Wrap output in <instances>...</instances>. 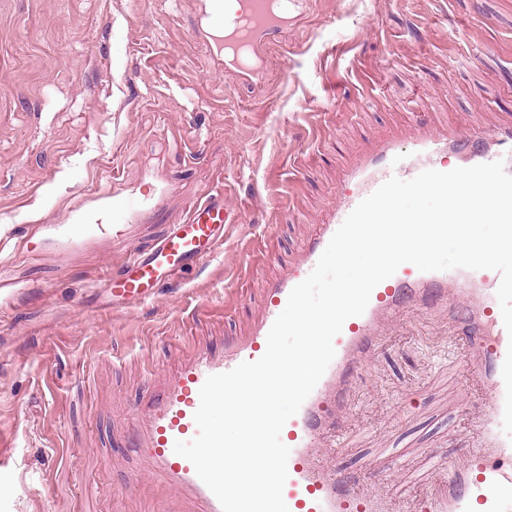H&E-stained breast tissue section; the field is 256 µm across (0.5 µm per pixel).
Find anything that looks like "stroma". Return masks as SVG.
Wrapping results in <instances>:
<instances>
[{
	"label": "stroma",
	"mask_w": 512,
	"mask_h": 512,
	"mask_svg": "<svg viewBox=\"0 0 512 512\" xmlns=\"http://www.w3.org/2000/svg\"><path fill=\"white\" fill-rule=\"evenodd\" d=\"M203 0H0V512H197L129 440L156 379L246 335L378 143L512 125V0H308L263 86L224 76ZM223 190L218 255L115 314L98 285ZM130 199L109 224L62 232ZM463 310L383 333L337 473L416 512L471 452Z\"/></svg>",
	"instance_id": "obj_1"
}]
</instances>
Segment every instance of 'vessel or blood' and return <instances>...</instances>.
<instances>
[{
  "label": "vessel or blood",
  "mask_w": 512,
  "mask_h": 512,
  "mask_svg": "<svg viewBox=\"0 0 512 512\" xmlns=\"http://www.w3.org/2000/svg\"><path fill=\"white\" fill-rule=\"evenodd\" d=\"M224 14L209 10L214 27L205 35L225 74L246 82L263 80L270 49L282 41L303 0H236ZM512 148V127L472 126L451 135L417 131L407 141L387 140L345 171L335 208L303 246L298 261L267 289L259 321L250 335L225 342L213 355L198 349L183 367L161 381L143 414L146 430L141 446L153 472L178 494L195 500L201 512H222L211 490L193 465L177 455L174 445L190 440L199 391L208 376L242 362L259 359L267 335L287 304L290 291L314 269L330 239L348 214L390 177L409 180L422 171H449L496 161L501 148ZM228 210L223 193L194 205L185 223L174 225L155 245L122 264V273L102 289L113 312H125L152 301L160 288L177 281L188 265L213 257L224 237ZM498 272L455 268L422 272L401 265L372 291L365 312L349 318L334 341L335 357L299 412L281 432L290 449L288 479L283 497L289 512H377L375 497L360 478L332 472L325 456L338 432L336 415L349 404L355 374L380 344L385 323L404 317L421 304L460 303L468 310V346L476 364L468 375L475 391L488 396L489 405L472 424L475 452L448 467L443 493L423 502L421 512H502L503 491L512 492V437L503 429L505 385L502 365L512 337L502 321L496 291Z\"/></svg>",
  "instance_id": "1"
}]
</instances>
